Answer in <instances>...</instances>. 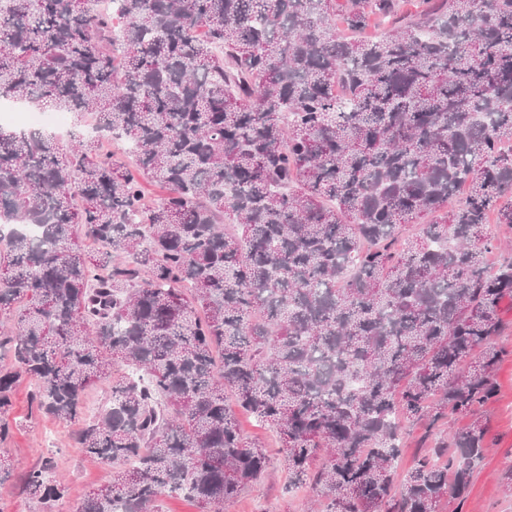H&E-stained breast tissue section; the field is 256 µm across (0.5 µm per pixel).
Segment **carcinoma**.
<instances>
[{
    "label": "carcinoma",
    "mask_w": 512,
    "mask_h": 512,
    "mask_svg": "<svg viewBox=\"0 0 512 512\" xmlns=\"http://www.w3.org/2000/svg\"><path fill=\"white\" fill-rule=\"evenodd\" d=\"M117 4L0 0V101L72 122L66 146L0 127V216L43 228L0 237V444L25 382L110 467L76 512H224L271 464L229 395L319 512H439L485 457L512 303V257L486 258L489 213L512 229V0ZM456 416L398 478L402 423ZM52 470L0 453L43 512L68 497Z\"/></svg>",
    "instance_id": "1"
}]
</instances>
